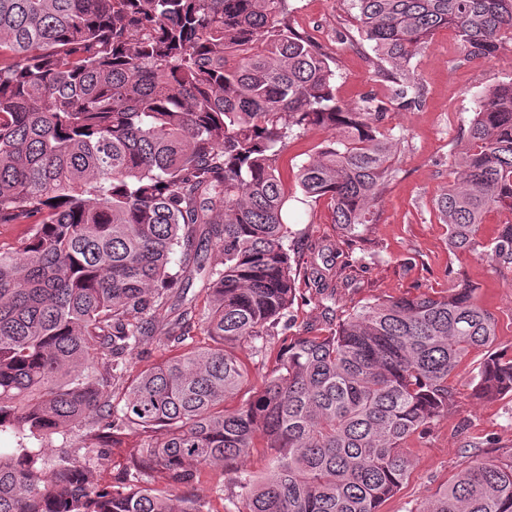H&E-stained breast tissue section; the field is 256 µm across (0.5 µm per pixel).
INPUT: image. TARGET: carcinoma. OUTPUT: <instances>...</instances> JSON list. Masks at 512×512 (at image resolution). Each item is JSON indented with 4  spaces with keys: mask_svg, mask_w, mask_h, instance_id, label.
Listing matches in <instances>:
<instances>
[{
    "mask_svg": "<svg viewBox=\"0 0 512 512\" xmlns=\"http://www.w3.org/2000/svg\"><path fill=\"white\" fill-rule=\"evenodd\" d=\"M386 99L336 98L334 58L289 21L288 0H0V512H204L202 477L234 472L235 512H380L412 467L407 441L455 401L449 380L497 321L475 288L376 299L293 334L258 388L238 348L269 361L291 326L297 270L284 246L276 163L296 130L328 132L297 174L330 198L350 241L396 177L380 123L419 104L411 62L443 28L492 60L512 41V0H353ZM436 210L448 246L512 266V83L483 92L461 171ZM207 314L171 294L198 256ZM312 265L317 302L352 280ZM176 313L160 327L154 315ZM210 343L199 345L197 331ZM159 336L161 354L132 360ZM512 393V356L488 357L473 393ZM238 399L235 406L229 402ZM83 429L98 466L44 448ZM261 448L265 475L240 469ZM153 472L165 489L149 485ZM418 512H512V463L477 462Z\"/></svg>",
    "mask_w": 512,
    "mask_h": 512,
    "instance_id": "1",
    "label": "carcinoma"
}]
</instances>
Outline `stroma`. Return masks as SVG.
<instances>
[{
    "mask_svg": "<svg viewBox=\"0 0 512 512\" xmlns=\"http://www.w3.org/2000/svg\"><path fill=\"white\" fill-rule=\"evenodd\" d=\"M291 24L328 47L335 59L336 97L354 103L362 95L383 98L387 87L378 82L368 63L370 49L356 38V11L351 0H289ZM424 89L419 106L386 113L383 125L397 141L398 177L379 205L380 220L362 226V263L348 268L358 285L339 289V318L378 298L440 294L456 280L476 288L481 304L498 322L496 353H512V272L488 257L455 253L448 248V227L434 202L453 182L457 159L486 89L512 82V44L490 61L468 59L455 33H435L422 55L412 62ZM326 132L310 129L292 136L278 161L288 195L285 242L301 267L316 261L318 245L338 246L347 253L333 221L329 198L304 197L297 183L300 166L314 155ZM486 357L472 351L451 380L458 395L447 414L409 442L413 466L399 491L381 512H414L442 491L457 473L478 460L512 461V394L494 400L474 398L469 383Z\"/></svg>",
    "mask_w": 512,
    "mask_h": 512,
    "instance_id": "stroma-1",
    "label": "stroma"
}]
</instances>
